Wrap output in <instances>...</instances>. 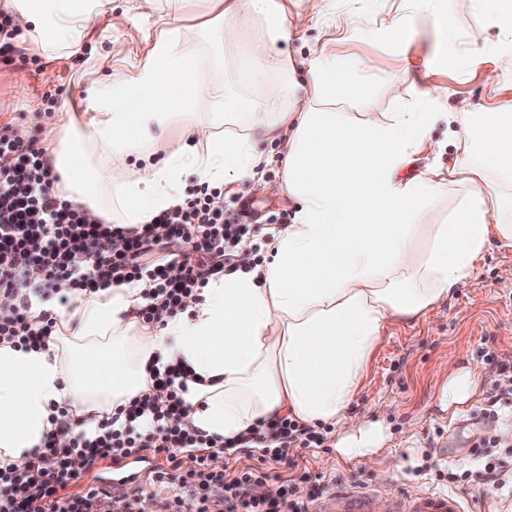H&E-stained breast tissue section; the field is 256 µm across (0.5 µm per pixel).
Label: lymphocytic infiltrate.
I'll return each instance as SVG.
<instances>
[{"label":"lymphocytic infiltrate","mask_w":512,"mask_h":512,"mask_svg":"<svg viewBox=\"0 0 512 512\" xmlns=\"http://www.w3.org/2000/svg\"><path fill=\"white\" fill-rule=\"evenodd\" d=\"M57 180L34 137L0 130V292L15 299L13 306L0 309V341L41 346L50 339L54 318L37 323L30 317L36 295L46 299L63 288L93 290L137 281L147 287L143 321L161 324L177 315L183 297L206 287L213 276L247 273L261 264L257 247L245 240L248 210H213L215 191L209 185L136 230L93 220L57 191ZM113 239L125 244L115 259L107 254ZM178 241L191 245L194 263L159 260V253ZM87 265L94 270L89 277L83 272ZM173 384L172 375L156 377L157 394L132 399L126 425L105 416L95 439L79 436L65 448L48 439L33 449L25 468L0 467V512H134L131 495H113L111 487L94 481L72 492L77 474L69 460L81 457L92 466L146 451L165 458L148 470L149 481L175 480L183 489L182 496L160 502V512H308L309 474L290 479L277 500L248 490L269 478L272 464L285 463L291 449L323 447L322 432L287 417L254 427L234 442L194 431L185 423L183 401ZM145 415L150 424L137 426ZM239 445L258 447L257 464L212 466L213 455L234 454Z\"/></svg>","instance_id":"lymphocytic-infiltrate-1"}]
</instances>
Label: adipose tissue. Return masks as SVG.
<instances>
[{"label":"adipose tissue","mask_w":512,"mask_h":512,"mask_svg":"<svg viewBox=\"0 0 512 512\" xmlns=\"http://www.w3.org/2000/svg\"><path fill=\"white\" fill-rule=\"evenodd\" d=\"M266 39L253 51L256 80L283 67L278 48L287 18L261 0ZM12 23L34 54H79L100 38L112 0H6ZM358 59L319 54L304 61L300 107L263 118L283 90L266 83L261 100L245 104L255 121L248 135L220 140L201 109L224 110V88H200L199 59L178 27L154 40L125 73L95 80L82 120L63 115L41 138L57 189L102 220L146 224L181 198L184 172L218 185L256 177V139L285 146L282 178L265 192L299 208L273 234L271 259L249 273L211 279L189 296L183 313L160 325L138 315L142 287L114 285L70 293L67 304L37 299L32 317L54 313L46 347L0 342V466L24 468L46 433L71 441L94 434L101 416L154 392L153 371L186 372L182 393L192 428L223 438L258 420L287 415L306 425L334 426L340 457L370 460L385 440L380 423L349 412L368 362L392 323H408L471 279L490 244L512 250V217L482 174L512 170V114L460 112L458 154L447 174L405 168L428 144L429 112L368 115L358 123L323 111L337 73ZM104 157L97 184L81 170L86 152ZM139 167L113 177L111 162ZM460 206L445 224H421V210L449 192ZM480 388L476 367L450 360L436 383L442 408L458 413ZM71 419L49 421L51 404Z\"/></svg>","instance_id":"obj_1"}]
</instances>
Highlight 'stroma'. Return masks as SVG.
I'll use <instances>...</instances> for the list:
<instances>
[{"label": "stroma", "mask_w": 512, "mask_h": 512, "mask_svg": "<svg viewBox=\"0 0 512 512\" xmlns=\"http://www.w3.org/2000/svg\"><path fill=\"white\" fill-rule=\"evenodd\" d=\"M289 19L288 40L282 48L288 65L267 73L266 80L283 88L274 104L277 112L294 103L293 66L311 55L358 58L366 68L356 73L352 86L326 101L325 111L342 112L351 121L372 113L381 117L409 106L419 112H511L512 61L500 46L498 21L470 8L467 0H279ZM320 15L318 25H296V15ZM407 21L402 42L388 38L385 27L395 16ZM241 32L232 44L224 41L225 18L200 17L192 0H157L149 16L131 11L128 0H112V13L103 20L104 39L86 45L77 56L54 60L27 54L25 59L0 60V128L41 133L58 122L63 111L81 114L91 83L96 78L93 61L111 57L113 72L130 70L162 30L179 26L190 31L200 58L203 84L224 87L222 135H243L250 121L238 111L242 99H258L263 84L251 71L254 46L264 39L262 17L242 5L234 18ZM456 48L448 50L445 40ZM25 87L19 98L17 87ZM444 89L435 98L434 89ZM60 90V100L46 109L42 95ZM224 198L239 195L247 200L256 219L252 240L267 243L276 225L275 215L293 216L294 201L274 197L251 182H227ZM512 267V250L490 245L474 270L471 282L458 285L448 298L426 310L411 324L390 327L371 356L352 414L381 423L386 441L374 461L338 460V436L324 426L328 445L297 449L299 466L321 476L324 489L339 485L373 486L382 492L431 488L455 491L469 500L468 512H489L481 488L496 482L502 492L501 512H512V482L491 473L473 474L472 448L478 439H497L501 448H512L504 429L512 418L487 419V391H480L461 412L449 416L437 400L434 375L449 356L478 365L483 382H490L495 368L481 354L482 345L512 355V279L502 278V267ZM335 458L334 467H323L324 458ZM396 472L390 482L379 481L377 469ZM461 474L458 482L444 479L445 471Z\"/></svg>", "instance_id": "1"}]
</instances>
